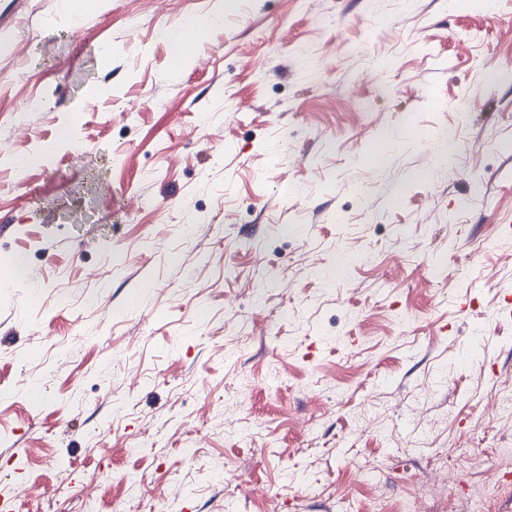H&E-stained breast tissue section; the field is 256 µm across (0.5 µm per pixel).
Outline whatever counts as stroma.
I'll return each instance as SVG.
<instances>
[{
  "label": "stroma",
  "instance_id": "35a3bbf8",
  "mask_svg": "<svg viewBox=\"0 0 512 512\" xmlns=\"http://www.w3.org/2000/svg\"><path fill=\"white\" fill-rule=\"evenodd\" d=\"M77 2L0 26V497L512 512V0ZM168 34L169 38L172 41H177L181 43L182 47L173 44L179 51L181 59L188 60L187 56L189 52L185 51L184 47H193L198 41V35L193 30H191L187 25L175 26L169 29V32L168 30L164 32V35L166 37L168 36Z\"/></svg>",
  "mask_w": 512,
  "mask_h": 512
}]
</instances>
